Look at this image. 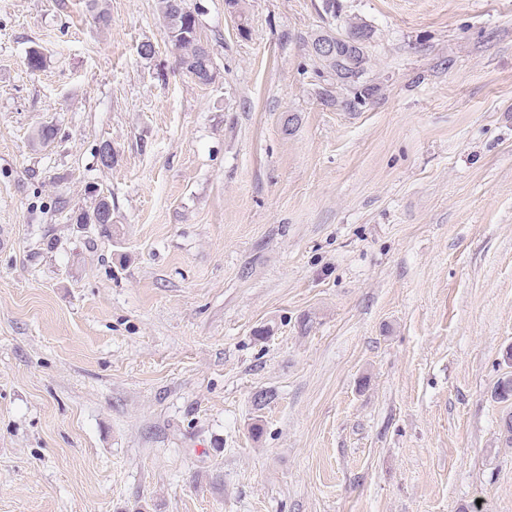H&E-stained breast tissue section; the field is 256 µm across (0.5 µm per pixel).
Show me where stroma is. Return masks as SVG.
Segmentation results:
<instances>
[{"label":"stroma","mask_w":512,"mask_h":512,"mask_svg":"<svg viewBox=\"0 0 512 512\" xmlns=\"http://www.w3.org/2000/svg\"><path fill=\"white\" fill-rule=\"evenodd\" d=\"M337 3L0 0V512H512V0ZM176 1L188 6L186 0H157V8L166 23L178 65L198 83L209 84L214 78L213 62L209 50L198 36L197 15L195 19L176 15ZM356 17L349 18L344 25V32L341 33H333L330 34L328 32L321 33L316 35L309 45L311 55L314 57L316 63H318V72L321 74L322 72H327L332 75V72L336 70V67L339 65L336 61L341 62V59H349L352 57L356 50H359L358 55L355 58L354 70L357 72V79L353 82V86H356L360 83L361 79L366 75L369 64V55L367 52L368 43L372 39V30L363 22L359 21ZM360 33L364 36V41L361 44V37L355 36L350 39H345L344 42H333L332 40H324L314 44L315 51L320 56H333L336 57L332 59L323 58L316 56L312 53L311 46L312 43L319 38L325 36H339V37H348L350 34ZM361 44V47H360ZM342 63V62H341Z\"/></svg>","instance_id":"35a3bbf8"}]
</instances>
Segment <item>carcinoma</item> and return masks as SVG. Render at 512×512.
<instances>
[{"label":"carcinoma","mask_w":512,"mask_h":512,"mask_svg":"<svg viewBox=\"0 0 512 512\" xmlns=\"http://www.w3.org/2000/svg\"><path fill=\"white\" fill-rule=\"evenodd\" d=\"M187 5L186 0H157L159 14L166 23L170 42L176 52L179 67L187 75L200 84H208L214 78V68L211 55L207 47L198 36V19L189 18L183 14H175V3ZM353 33L364 36L358 55L355 58L354 68L357 72V80L360 83L368 70L369 55L368 43L372 39V30L359 19L353 17L346 21L344 31L340 37H347Z\"/></svg>","instance_id":"1"}]
</instances>
